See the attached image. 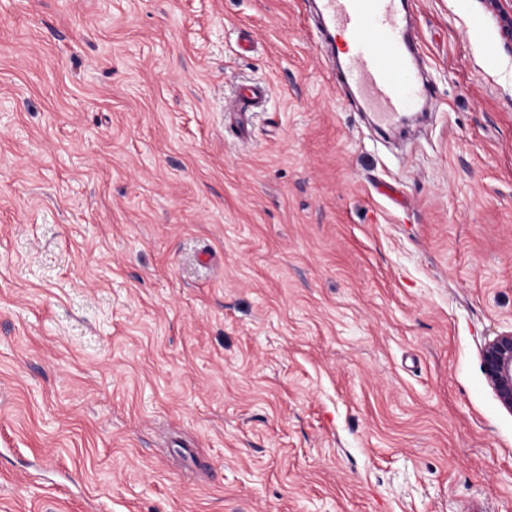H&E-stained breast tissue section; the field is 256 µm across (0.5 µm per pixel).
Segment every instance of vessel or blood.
<instances>
[{
    "label": "vessel or blood",
    "instance_id": "vessel-or-blood-1",
    "mask_svg": "<svg viewBox=\"0 0 512 512\" xmlns=\"http://www.w3.org/2000/svg\"><path fill=\"white\" fill-rule=\"evenodd\" d=\"M410 5L411 0H317L327 54L341 62L333 75L381 130L432 101L419 69L421 47L410 31Z\"/></svg>",
    "mask_w": 512,
    "mask_h": 512
}]
</instances>
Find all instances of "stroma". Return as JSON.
Returning <instances> with one entry per match:
<instances>
[{"label":"stroma","mask_w":512,"mask_h":512,"mask_svg":"<svg viewBox=\"0 0 512 512\" xmlns=\"http://www.w3.org/2000/svg\"><path fill=\"white\" fill-rule=\"evenodd\" d=\"M415 5L393 141L311 0H0V512H512V47ZM481 359L486 380L497 400L512 413V332L488 340Z\"/></svg>","instance_id":"stroma-1"}]
</instances>
